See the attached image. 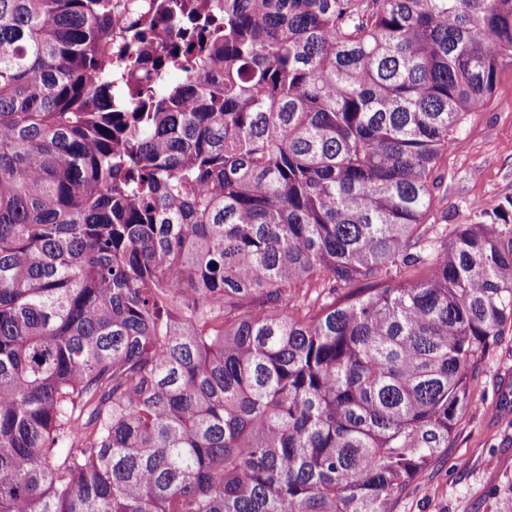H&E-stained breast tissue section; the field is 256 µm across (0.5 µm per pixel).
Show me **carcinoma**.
I'll use <instances>...</instances> for the list:
<instances>
[{"instance_id":"cac0c4a2","label":"carcinoma","mask_w":512,"mask_h":512,"mask_svg":"<svg viewBox=\"0 0 512 512\" xmlns=\"http://www.w3.org/2000/svg\"><path fill=\"white\" fill-rule=\"evenodd\" d=\"M506 66L512 0H0V512H389L512 330V197L424 223Z\"/></svg>"}]
</instances>
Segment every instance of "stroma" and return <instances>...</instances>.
I'll return each instance as SVG.
<instances>
[{"label":"stroma","instance_id":"obj_1","mask_svg":"<svg viewBox=\"0 0 512 512\" xmlns=\"http://www.w3.org/2000/svg\"><path fill=\"white\" fill-rule=\"evenodd\" d=\"M442 202L431 224L475 223L473 202L512 196V67L483 111L469 114L437 165ZM390 512H512V334L486 358L451 448L390 504Z\"/></svg>","mask_w":512,"mask_h":512}]
</instances>
